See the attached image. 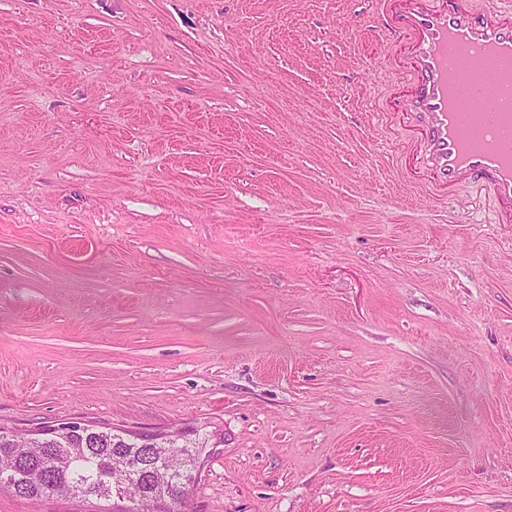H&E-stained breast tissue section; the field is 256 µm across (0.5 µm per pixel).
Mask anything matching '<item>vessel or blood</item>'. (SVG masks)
Returning <instances> with one entry per match:
<instances>
[{
    "label": "vessel or blood",
    "instance_id": "vessel-or-blood-1",
    "mask_svg": "<svg viewBox=\"0 0 512 512\" xmlns=\"http://www.w3.org/2000/svg\"><path fill=\"white\" fill-rule=\"evenodd\" d=\"M440 9L413 10L405 36L415 48L417 90L409 109L426 123L425 160L440 186L485 193L499 223H512V84L499 78L512 61V0H443ZM482 70L474 88L477 142L460 134L452 97L454 77Z\"/></svg>",
    "mask_w": 512,
    "mask_h": 512
}]
</instances>
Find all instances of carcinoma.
Returning <instances> with one entry per match:
<instances>
[{"mask_svg":"<svg viewBox=\"0 0 512 512\" xmlns=\"http://www.w3.org/2000/svg\"><path fill=\"white\" fill-rule=\"evenodd\" d=\"M211 435L195 432L180 445L164 449L156 457L160 473L155 481L139 480L134 471L117 472L123 461H143L147 449L126 438L120 431L107 429L90 433L77 426H64L60 436L47 437L40 446H31L26 438L0 435V492H14L15 476L24 485L23 497L39 500L55 493L54 483L72 484L82 491L81 499L109 501L121 486L138 507L127 512H176L186 494L200 481Z\"/></svg>","mask_w":512,"mask_h":512,"instance_id":"obj_1","label":"carcinoma"}]
</instances>
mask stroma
I'll list each match as a JSON object with an SVG mask.
<instances>
[{
	"instance_id": "35a3bbf8",
	"label": "stroma",
	"mask_w": 512,
	"mask_h": 512,
	"mask_svg": "<svg viewBox=\"0 0 512 512\" xmlns=\"http://www.w3.org/2000/svg\"><path fill=\"white\" fill-rule=\"evenodd\" d=\"M405 56L374 0H0V425L221 428L181 512H512V224L377 112Z\"/></svg>"
}]
</instances>
